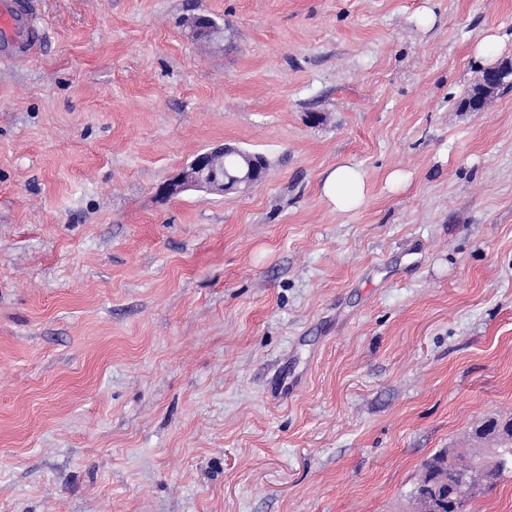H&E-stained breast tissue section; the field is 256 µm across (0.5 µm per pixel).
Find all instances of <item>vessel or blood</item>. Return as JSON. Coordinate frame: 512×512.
Wrapping results in <instances>:
<instances>
[{
  "mask_svg": "<svg viewBox=\"0 0 512 512\" xmlns=\"http://www.w3.org/2000/svg\"><path fill=\"white\" fill-rule=\"evenodd\" d=\"M42 0H0V61L36 57L45 31L38 18Z\"/></svg>",
  "mask_w": 512,
  "mask_h": 512,
  "instance_id": "1",
  "label": "vessel or blood"
}]
</instances>
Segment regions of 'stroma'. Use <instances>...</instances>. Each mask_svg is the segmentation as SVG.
<instances>
[{
  "instance_id": "obj_1",
  "label": "stroma",
  "mask_w": 512,
  "mask_h": 512,
  "mask_svg": "<svg viewBox=\"0 0 512 512\" xmlns=\"http://www.w3.org/2000/svg\"><path fill=\"white\" fill-rule=\"evenodd\" d=\"M41 10L0 63V512H410L512 416V88L459 107L512 0ZM220 143L264 181L159 195ZM321 192L335 210H356L367 197L366 174L359 165L344 160L325 173Z\"/></svg>"
}]
</instances>
